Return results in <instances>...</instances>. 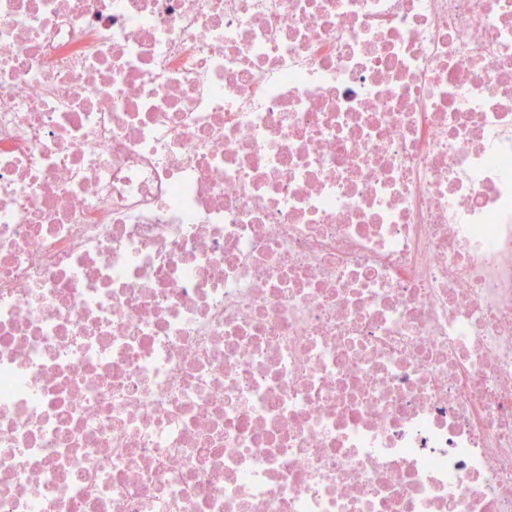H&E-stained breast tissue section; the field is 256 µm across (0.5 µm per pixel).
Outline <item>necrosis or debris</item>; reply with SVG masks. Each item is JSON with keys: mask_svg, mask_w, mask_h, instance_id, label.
<instances>
[{"mask_svg": "<svg viewBox=\"0 0 512 512\" xmlns=\"http://www.w3.org/2000/svg\"><path fill=\"white\" fill-rule=\"evenodd\" d=\"M0 512H512V0H0Z\"/></svg>", "mask_w": 512, "mask_h": 512, "instance_id": "obj_1", "label": "necrosis or debris"}]
</instances>
